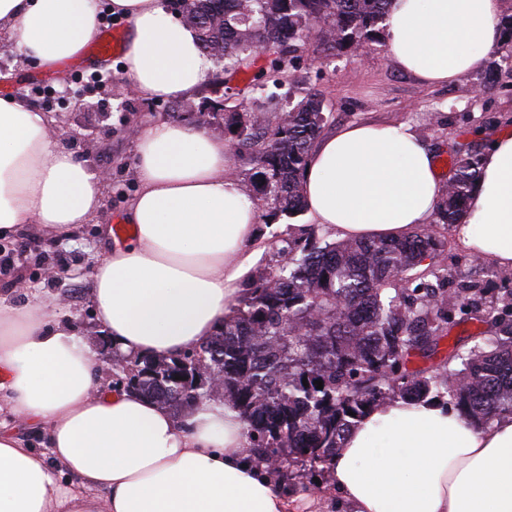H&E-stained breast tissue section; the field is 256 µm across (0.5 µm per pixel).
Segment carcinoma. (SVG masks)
I'll use <instances>...</instances> for the list:
<instances>
[{"mask_svg":"<svg viewBox=\"0 0 512 512\" xmlns=\"http://www.w3.org/2000/svg\"><path fill=\"white\" fill-rule=\"evenodd\" d=\"M200 48L224 72L238 71L257 48L303 40L318 27L325 56L377 42L391 0H178ZM327 123L315 94L272 124L261 112L234 113L224 124L239 146L262 142L249 196L271 197L268 221L306 209L300 178L306 157ZM481 167L477 153L457 150L437 215L458 224ZM288 256L253 278L207 342L173 358L125 361L127 387L180 411L208 388L185 381L200 359L223 373L224 405L237 410L260 461L286 452L331 464L336 449L365 413L397 398L448 396L463 417L487 423L512 414V291L502 308H482L481 289L465 281L452 291L413 285L407 273L443 243L422 225L400 239L321 243L314 230L281 239ZM459 307L489 329L472 346L455 349L433 369L431 360L456 325ZM181 379H175V376ZM323 381L319 389L314 381ZM355 416H350V413Z\"/></svg>","mask_w":512,"mask_h":512,"instance_id":"carcinoma-1","label":"carcinoma"}]
</instances>
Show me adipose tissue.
<instances>
[{
	"label": "adipose tissue",
	"mask_w": 512,
	"mask_h": 512,
	"mask_svg": "<svg viewBox=\"0 0 512 512\" xmlns=\"http://www.w3.org/2000/svg\"><path fill=\"white\" fill-rule=\"evenodd\" d=\"M503 0H393L395 64L429 85L474 70L500 41ZM130 24L121 81L157 100L196 91L214 68L195 30L161 0H109ZM94 0H0L36 65L81 55L99 30ZM134 233L95 253L90 304L118 353L174 357L213 336L258 251L257 207L224 139L184 122L137 129ZM102 176L52 139L44 113L0 97V239L27 224L63 235L103 207ZM314 221L343 239H391L429 223L444 192L435 154L405 123L358 122L322 137L302 175ZM453 233L512 270V135L494 137ZM60 298L0 294V512H317L258 465L236 410L203 399L175 416L141 394L106 390ZM33 426L45 451L14 428ZM340 512H512V415L488 426L448 406L398 400L346 434L329 470Z\"/></svg>",
	"instance_id": "adipose-tissue-1"
}]
</instances>
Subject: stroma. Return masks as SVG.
I'll return each mask as SVG.
<instances>
[{
  "mask_svg": "<svg viewBox=\"0 0 512 512\" xmlns=\"http://www.w3.org/2000/svg\"><path fill=\"white\" fill-rule=\"evenodd\" d=\"M279 54L276 47L260 50L249 67L233 75L214 68L198 93L180 100H149L136 95L117 99L111 94V84L120 78L121 58L99 70L104 74L100 81L94 78L99 71L92 67L79 69L66 64L47 71L31 63L15 41L1 33L0 96L20 98L35 111L45 113L56 143L85 160L93 171H107L109 177L101 211L69 234L55 237L28 224L15 239H0V293L9 292L14 282L22 279L41 298H65L79 335L93 352H100L106 335L89 304L92 256L100 247L103 231L126 211L139 190L135 142L128 130L157 119L196 123L202 97L227 85L236 90L225 102L229 113L255 110L264 102L270 111L281 113L315 92L328 119L325 133L361 121L405 122L443 154L468 147L481 152L494 136L512 133V44L500 46L457 82L430 86L398 68L386 42L328 59L313 34L292 47L281 86L252 90L254 76L268 69ZM477 86L482 87V94H474ZM89 136L95 141L91 152L85 149ZM270 207L267 200L257 203L262 216L257 223L258 238L265 246L254 267L258 273L276 263L270 249L274 234L287 233L294 223L311 224L304 212L292 218L283 215L276 223L266 224L264 216ZM427 229L445 243L440 258L450 272L445 288L472 282L483 288L487 301L493 303L512 288V270L475 260L448 225L434 220ZM48 266L58 270V279L45 280L43 270Z\"/></svg>",
  "mask_w": 512,
  "mask_h": 512,
  "instance_id": "obj_1",
  "label": "stroma"
}]
</instances>
